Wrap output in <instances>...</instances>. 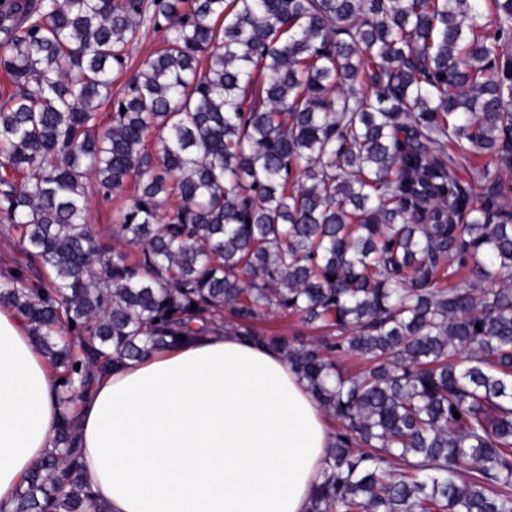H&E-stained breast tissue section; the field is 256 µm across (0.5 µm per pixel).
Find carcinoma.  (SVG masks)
<instances>
[{"label":"carcinoma","mask_w":512,"mask_h":512,"mask_svg":"<svg viewBox=\"0 0 512 512\" xmlns=\"http://www.w3.org/2000/svg\"><path fill=\"white\" fill-rule=\"evenodd\" d=\"M511 43L512 0H0V220L42 269L0 305L63 380L13 512H105L77 400L216 330L335 420L308 512H512ZM130 179L118 247L89 191ZM162 35L163 31L154 32L151 29L130 47L128 70L112 84V97L120 98L134 72L149 56L164 46Z\"/></svg>","instance_id":"cac0c4a2"}]
</instances>
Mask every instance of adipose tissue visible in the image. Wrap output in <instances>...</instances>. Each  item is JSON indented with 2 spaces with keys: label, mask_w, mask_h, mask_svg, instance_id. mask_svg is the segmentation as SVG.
Instances as JSON below:
<instances>
[{
  "label": "adipose tissue",
  "mask_w": 512,
  "mask_h": 512,
  "mask_svg": "<svg viewBox=\"0 0 512 512\" xmlns=\"http://www.w3.org/2000/svg\"><path fill=\"white\" fill-rule=\"evenodd\" d=\"M57 395L29 323L0 306V512L52 448ZM76 425L106 512H307L333 435L280 353L220 331L112 369Z\"/></svg>",
  "instance_id": "1"
}]
</instances>
